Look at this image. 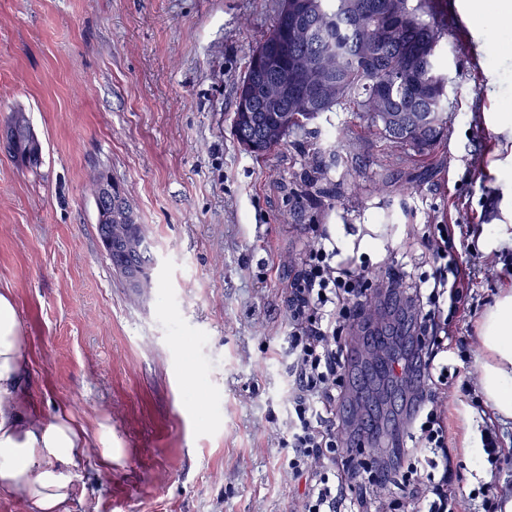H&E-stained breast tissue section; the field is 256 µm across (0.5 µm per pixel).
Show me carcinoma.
<instances>
[{
	"instance_id": "cac0c4a2",
	"label": "carcinoma",
	"mask_w": 512,
	"mask_h": 512,
	"mask_svg": "<svg viewBox=\"0 0 512 512\" xmlns=\"http://www.w3.org/2000/svg\"><path fill=\"white\" fill-rule=\"evenodd\" d=\"M294 2L296 0H279L272 28L251 51L235 94H240L248 84L259 87L270 62L287 63L290 58L303 54L318 56L333 45L336 47V57L329 59L328 63L334 69L331 80L336 85V95L329 99H313L310 110H297L290 101H285L283 110L288 112V125L274 140L267 137V123L273 120L272 113L259 111L253 113L250 120H240L235 111L232 127L238 143L257 144L253 155L262 157L277 149L288 135L304 129L318 116L348 107L358 112L366 127L387 142L420 155L434 150L444 139L448 127V93L441 79L440 55L432 52V46L440 45L448 35V13L439 8V2L396 0L408 16V21L395 41L382 37L372 21V16L387 9L391 0H362L363 12L357 19L349 17L342 9L343 0H318V13L305 19L304 36L296 41L288 35L287 21V9ZM421 51L430 60L418 71V78L433 84V89L427 98L416 100L399 82L397 68L405 56ZM381 82L388 85V106L391 109L432 113L433 126L423 131L420 140L407 138L402 129H390L380 124L373 92ZM8 138L12 147L26 150L29 164L38 163L37 151L23 120L16 117L11 121ZM108 259L112 267L128 279L149 269L153 263V244L145 225L138 227V244L135 248L129 247L121 237L112 236V253L108 254Z\"/></svg>"
}]
</instances>
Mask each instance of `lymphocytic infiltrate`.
Returning a JSON list of instances; mask_svg holds the SVG:
<instances>
[{"label":"lymphocytic infiltrate","instance_id":"f902f5d3","mask_svg":"<svg viewBox=\"0 0 512 512\" xmlns=\"http://www.w3.org/2000/svg\"><path fill=\"white\" fill-rule=\"evenodd\" d=\"M330 242L323 231L305 250L284 308L291 358L288 474L304 484L294 512H377L371 486L395 480L411 512H474L472 497L451 491L455 438L441 398L449 384L448 353L469 357L471 344L440 311L458 312L471 269L453 262L428 281L404 261L383 268L382 294L411 309L397 328L406 348L397 366L416 387L404 441L391 454L367 459L353 452L337 407L348 389L344 327L366 321L372 297L354 263L335 262Z\"/></svg>","mask_w":512,"mask_h":512}]
</instances>
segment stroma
<instances>
[{
  "label": "stroma",
  "instance_id": "35a3bbf8",
  "mask_svg": "<svg viewBox=\"0 0 512 512\" xmlns=\"http://www.w3.org/2000/svg\"><path fill=\"white\" fill-rule=\"evenodd\" d=\"M448 0L440 51L453 80L448 137L419 156L351 110L320 116L265 158L237 143L234 84L278 0H0V291L29 345L30 399L88 446L65 467L60 512H293L279 437L288 415L289 276L318 226L374 271L414 226L479 264L455 317L474 338L512 289V28ZM23 114L38 165L6 148ZM326 180H311L316 161ZM110 174L150 231L152 292L126 287L101 248L91 192ZM408 389L371 403L364 455L402 434ZM455 490L490 479L476 422L450 418ZM111 449L104 458L103 449Z\"/></svg>",
  "mask_w": 512,
  "mask_h": 512
}]
</instances>
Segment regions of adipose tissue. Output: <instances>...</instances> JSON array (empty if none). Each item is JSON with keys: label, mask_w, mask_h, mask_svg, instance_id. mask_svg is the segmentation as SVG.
<instances>
[{"label": "adipose tissue", "mask_w": 512, "mask_h": 512, "mask_svg": "<svg viewBox=\"0 0 512 512\" xmlns=\"http://www.w3.org/2000/svg\"><path fill=\"white\" fill-rule=\"evenodd\" d=\"M479 340L487 358L478 383L491 408L512 417V291L486 310ZM87 441L70 419L45 421L29 400V348L14 301L0 293V495L25 493L40 512H56L69 483L60 466L76 465Z\"/></svg>", "instance_id": "1"}]
</instances>
